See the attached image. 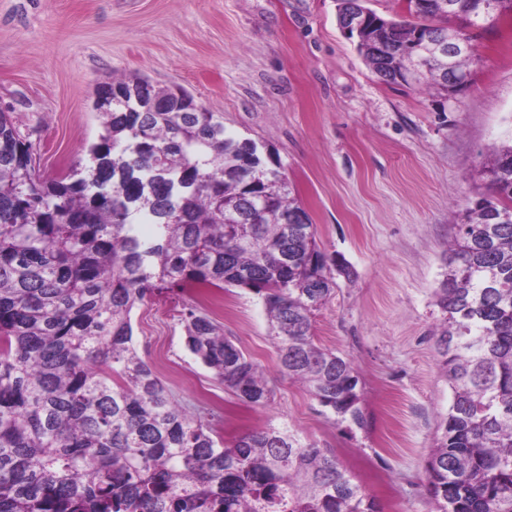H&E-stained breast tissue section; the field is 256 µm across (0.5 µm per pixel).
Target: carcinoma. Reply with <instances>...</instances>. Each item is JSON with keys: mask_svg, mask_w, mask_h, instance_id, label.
Listing matches in <instances>:
<instances>
[{"mask_svg": "<svg viewBox=\"0 0 512 512\" xmlns=\"http://www.w3.org/2000/svg\"><path fill=\"white\" fill-rule=\"evenodd\" d=\"M384 17L337 0L385 83L448 93L475 47L449 56L462 15L479 28L512 0H401ZM142 86L147 108L119 94ZM101 134L88 163L43 179L0 112V512H379L333 450L268 427L229 441L178 403L134 343L133 309L153 295L237 286L263 300L280 373L334 425L363 429L352 362L319 345L312 318L350 266L323 251L277 161L226 135L223 116L178 86L121 75L99 85ZM434 290L452 391L424 464L435 512H512V144L495 148ZM185 347L254 406L272 387L190 304Z\"/></svg>", "mask_w": 512, "mask_h": 512, "instance_id": "obj_1", "label": "carcinoma"}]
</instances>
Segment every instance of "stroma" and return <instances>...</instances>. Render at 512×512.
I'll return each instance as SVG.
<instances>
[{"instance_id": "35a3bbf8", "label": "stroma", "mask_w": 512, "mask_h": 512, "mask_svg": "<svg viewBox=\"0 0 512 512\" xmlns=\"http://www.w3.org/2000/svg\"><path fill=\"white\" fill-rule=\"evenodd\" d=\"M476 48L470 83L450 99L382 82L340 30L336 0H0V111L56 178L98 139L96 85L137 73L186 88L227 134L278 160L321 249L354 270L313 326L358 372L367 428L332 425L280 374L248 289L198 301L264 371L267 405L240 401L187 351L177 296L133 310L137 351L178 400L218 418L224 438L297 430L334 449L380 512H433L424 461L451 400L433 292L459 213L485 190L488 153L512 141V20Z\"/></svg>"}]
</instances>
